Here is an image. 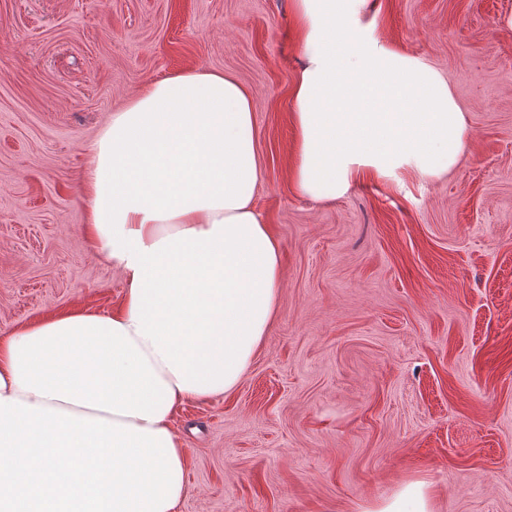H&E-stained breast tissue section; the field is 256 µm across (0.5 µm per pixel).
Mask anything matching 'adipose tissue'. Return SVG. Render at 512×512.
I'll return each mask as SVG.
<instances>
[{"mask_svg": "<svg viewBox=\"0 0 512 512\" xmlns=\"http://www.w3.org/2000/svg\"><path fill=\"white\" fill-rule=\"evenodd\" d=\"M301 66L290 180L316 201L370 173L439 178L469 135L448 79L377 33L370 0H291ZM252 95L193 68L145 85L88 146L84 238L120 307L0 341V512H180L176 412L234 390L273 321L280 244L254 206ZM362 512H433L413 480Z\"/></svg>", "mask_w": 512, "mask_h": 512, "instance_id": "obj_1", "label": "adipose tissue"}]
</instances>
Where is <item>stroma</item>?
<instances>
[{
	"label": "stroma",
	"mask_w": 512,
	"mask_h": 512,
	"mask_svg": "<svg viewBox=\"0 0 512 512\" xmlns=\"http://www.w3.org/2000/svg\"><path fill=\"white\" fill-rule=\"evenodd\" d=\"M379 34L445 77L470 128L447 175L296 195L289 0H0V338L125 283L82 235L88 144L189 69L253 94V202L281 245L277 314L230 393L185 404L181 512H512V0H377ZM362 512H434L430 485L423 480H413L401 485L390 497Z\"/></svg>",
	"instance_id": "obj_1"
}]
</instances>
